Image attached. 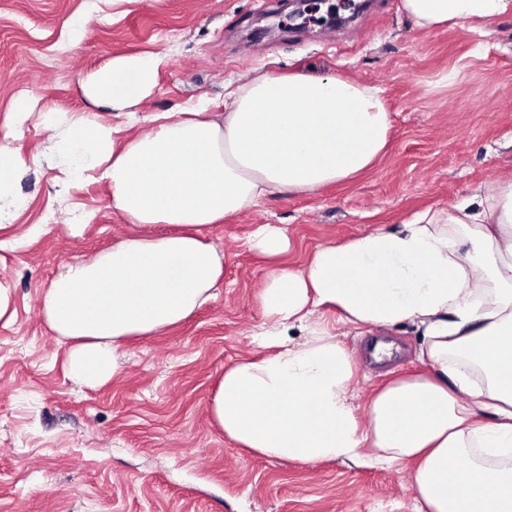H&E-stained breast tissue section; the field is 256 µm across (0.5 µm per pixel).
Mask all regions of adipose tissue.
Masks as SVG:
<instances>
[{
    "label": "adipose tissue",
    "mask_w": 512,
    "mask_h": 512,
    "mask_svg": "<svg viewBox=\"0 0 512 512\" xmlns=\"http://www.w3.org/2000/svg\"><path fill=\"white\" fill-rule=\"evenodd\" d=\"M423 30L512 11V0H401ZM166 57L113 58L82 78L80 112L46 111V155L65 190L106 186L129 232L111 249L63 265L42 295L49 329L67 343L66 374L106 385L130 338L153 336L214 299L224 254L206 231L281 191L316 195L370 168L386 149L391 114L378 87L333 75L260 74L227 94L158 112L116 147L104 112L136 107ZM35 104L19 97L0 131V212L20 210V178L39 165L17 141ZM160 224L169 234L155 233ZM272 264L259 292L263 353L225 369L208 406L238 446L274 459L415 465L426 512H512V179L404 224L374 226L281 265L287 227L257 225L248 241ZM409 324L421 374L395 379L360 421L355 363L323 322ZM469 458L460 466V458ZM501 460L490 489L481 473Z\"/></svg>",
    "instance_id": "ef3b65f1"
}]
</instances>
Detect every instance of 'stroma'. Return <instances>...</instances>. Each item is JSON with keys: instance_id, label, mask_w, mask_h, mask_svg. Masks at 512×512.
I'll return each instance as SVG.
<instances>
[{"instance_id": "stroma-1", "label": "stroma", "mask_w": 512, "mask_h": 512, "mask_svg": "<svg viewBox=\"0 0 512 512\" xmlns=\"http://www.w3.org/2000/svg\"><path fill=\"white\" fill-rule=\"evenodd\" d=\"M400 0H370L335 28L290 20L280 0H0V129L19 94L39 108L80 112L79 80L114 57L159 51L168 59L135 116L107 112L118 139L138 121L199 100L223 103L224 87L261 73L339 74L379 86L393 114L388 147L355 181L316 196L280 192L215 225L224 252L214 301L157 336L135 338L119 369L91 389L67 376L65 343L47 329L41 295L60 267L103 251L129 231L108 190L62 192L42 163L18 184L25 207L0 226V283L14 317L0 321V512H423L413 464H305L257 456L208 416L224 370L254 351L257 293L269 266L245 242L257 224H284L293 246L343 243L375 224L452 206L484 184L512 177V14L479 29L424 31ZM89 33L67 41L65 20ZM87 217L80 234L60 210ZM356 356L361 398L422 371L414 327L365 331L341 324Z\"/></svg>"}]
</instances>
